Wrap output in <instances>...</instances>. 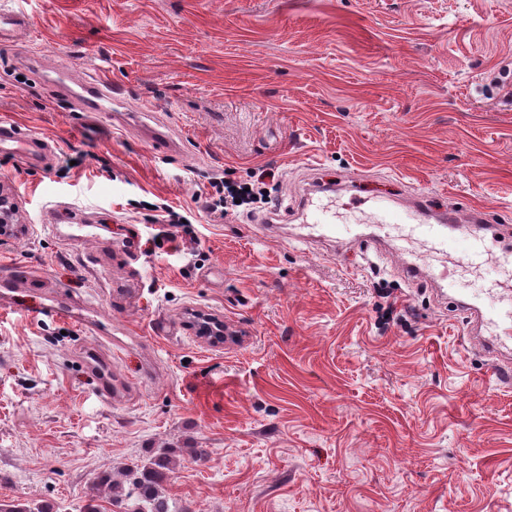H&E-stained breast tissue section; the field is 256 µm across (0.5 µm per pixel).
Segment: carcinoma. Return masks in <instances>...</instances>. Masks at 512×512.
I'll return each instance as SVG.
<instances>
[{
	"instance_id": "cac0c4a2",
	"label": "carcinoma",
	"mask_w": 512,
	"mask_h": 512,
	"mask_svg": "<svg viewBox=\"0 0 512 512\" xmlns=\"http://www.w3.org/2000/svg\"><path fill=\"white\" fill-rule=\"evenodd\" d=\"M169 464V458L162 453L142 468L125 469L119 479L110 473L98 476L97 485L106 492L113 507L111 512H190L176 507L160 491Z\"/></svg>"
}]
</instances>
